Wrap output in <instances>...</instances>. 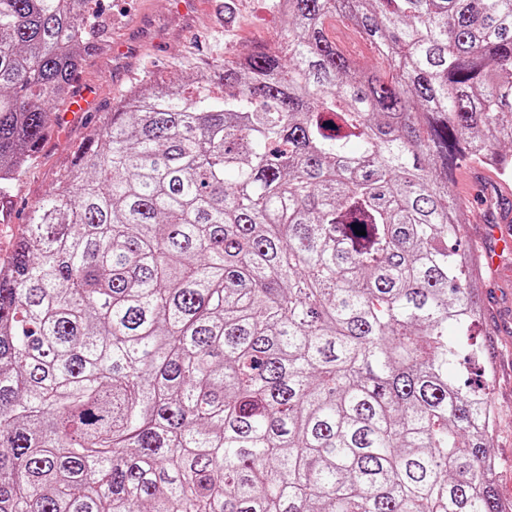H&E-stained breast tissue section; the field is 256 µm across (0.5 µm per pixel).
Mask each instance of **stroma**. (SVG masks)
Instances as JSON below:
<instances>
[{
    "label": "stroma",
    "mask_w": 512,
    "mask_h": 512,
    "mask_svg": "<svg viewBox=\"0 0 512 512\" xmlns=\"http://www.w3.org/2000/svg\"><path fill=\"white\" fill-rule=\"evenodd\" d=\"M107 21L99 30L100 49L87 57L78 75L80 87L93 91L95 112L67 113L53 104L54 122L34 161L6 198L10 210L0 211V224L21 231L33 205L52 193L60 172L79 143L92 138L100 113L143 80L178 81L203 64L233 58L268 43L284 21L269 0H232L233 19L225 21V0H103ZM485 316L476 327L480 341L495 346L494 364L486 374L495 413L492 452L497 461L496 488L512 502V250L480 280Z\"/></svg>",
    "instance_id": "stroma-1"
}]
</instances>
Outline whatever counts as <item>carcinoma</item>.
I'll return each instance as SVG.
<instances>
[{
	"label": "carcinoma",
	"mask_w": 512,
	"mask_h": 512,
	"mask_svg": "<svg viewBox=\"0 0 512 512\" xmlns=\"http://www.w3.org/2000/svg\"><path fill=\"white\" fill-rule=\"evenodd\" d=\"M272 7L274 43L112 104L32 208L0 273V512H512L448 187L512 171V0ZM100 11L0 0V188ZM330 36L337 46L351 59L363 62L375 56L370 44L362 38L358 30L344 19H336L329 29Z\"/></svg>",
	"instance_id": "obj_1"
}]
</instances>
